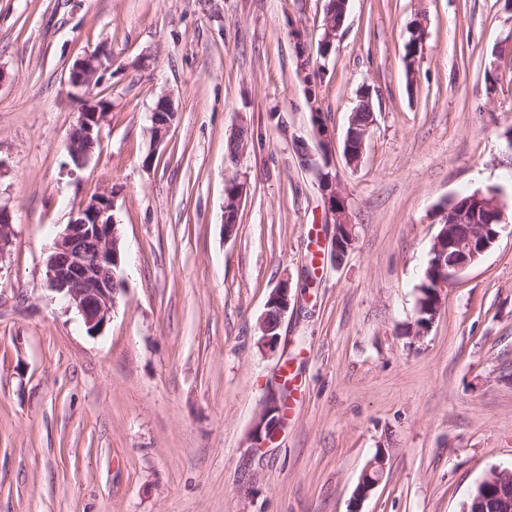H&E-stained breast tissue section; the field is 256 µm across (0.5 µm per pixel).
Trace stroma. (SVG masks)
<instances>
[{
	"label": "stroma",
	"instance_id": "obj_1",
	"mask_svg": "<svg viewBox=\"0 0 512 512\" xmlns=\"http://www.w3.org/2000/svg\"><path fill=\"white\" fill-rule=\"evenodd\" d=\"M328 0H0V512H461L512 467V233L443 296L415 337L418 286L455 196L512 203V0H348L329 57ZM424 21L423 51L405 46ZM105 48L112 110L78 170L73 64ZM493 75L494 89L485 77ZM374 124L343 149L362 89ZM175 119L155 144L160 96ZM322 113L354 242L293 148ZM246 123L237 164L226 141ZM247 183L224 234L227 179ZM114 200L124 289L90 334L46 288L57 234L92 195ZM277 347L258 322L281 280ZM291 365L278 440L250 431ZM370 113L369 121L358 133L347 132L345 144H344V156L347 163L351 166H357L363 157L365 140L369 133L370 127L373 125V107L371 102L370 93L365 91L359 94V103L355 108L354 112H359L353 118L354 124H361L368 118L365 112ZM386 464L385 451L380 449L363 471L355 490V499H363L379 484Z\"/></svg>",
	"mask_w": 512,
	"mask_h": 512
}]
</instances>
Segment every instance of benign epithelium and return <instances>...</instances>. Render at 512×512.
I'll return each mask as SVG.
<instances>
[{
  "instance_id": "1",
  "label": "benign epithelium",
  "mask_w": 512,
  "mask_h": 512,
  "mask_svg": "<svg viewBox=\"0 0 512 512\" xmlns=\"http://www.w3.org/2000/svg\"><path fill=\"white\" fill-rule=\"evenodd\" d=\"M344 21L345 13L338 14L331 8L327 9L321 43L322 55L329 54ZM108 61L109 58L104 54L93 52L78 60L69 73V87L82 92V96L87 98L77 124L85 142L82 156L77 161L79 168L84 167L93 154L99 143L102 125L108 116L107 100L92 98V86L100 78V72L107 69ZM172 118L173 112L168 101L160 98L151 112L155 144H160L165 138ZM373 121L374 118H369L358 133H347L344 156L349 165L356 166L361 162L365 140ZM322 193L328 212L334 217L333 251L339 255L349 251L353 242L349 208L336 178L329 177ZM472 201L482 207L487 223L470 222L468 206L462 204L458 197L442 206L435 215V218H441L443 222L442 229L433 239L431 253L447 257V264L436 268L433 307L437 314L442 308L444 290L455 283L466 269L480 261L498 240L500 232L512 226V218L507 214L508 205L503 200L501 189H491L486 193L479 190L473 195ZM113 209L112 196L100 193L90 197L58 235L45 261L48 288L61 295L68 302V307L76 309L90 333H96L106 325L121 292L118 285L123 283L120 277V235ZM12 239V215L8 210L0 208V261L12 245ZM290 305V288L285 281L271 291L259 320L263 344L277 346L279 330ZM281 415V402L279 397L274 396L253 424L251 439L254 448L260 450L275 443L280 432ZM385 464L386 454L380 449L361 475L355 490L356 498L367 497L379 484ZM511 475V470L499 468L486 473L476 484L477 498L484 499L495 481Z\"/></svg>"
}]
</instances>
